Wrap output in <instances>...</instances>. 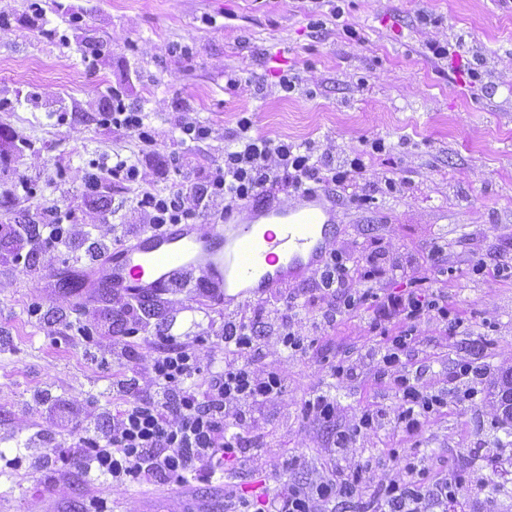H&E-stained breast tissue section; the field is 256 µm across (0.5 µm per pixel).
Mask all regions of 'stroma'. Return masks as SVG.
Returning <instances> with one entry per match:
<instances>
[{"label": "stroma", "mask_w": 512, "mask_h": 512, "mask_svg": "<svg viewBox=\"0 0 512 512\" xmlns=\"http://www.w3.org/2000/svg\"><path fill=\"white\" fill-rule=\"evenodd\" d=\"M28 0H0V142L29 147L0 161V224L28 223L38 208L57 205L86 230L110 234L121 215L110 208L132 198L133 187L108 186L104 213L86 211L81 176L90 162L131 157L139 140L101 127L96 117L113 90L141 105L162 156L190 153L194 168L221 161L241 118L251 135L312 144L317 152L362 154L367 171L344 185H324L334 210L331 246L367 254L385 248L406 260L387 283L399 291L441 266L450 318L464 325L444 331L423 323L406 367L444 398L439 415L416 438L390 425L357 436L335 450L336 433L350 428L366 407L396 405L388 380L378 378L386 337L370 330L368 314L322 324L324 300L315 268L289 280L281 292L308 344L284 356L274 332L261 338L269 367L288 376V394L261 416L253 440L275 458H298L285 480L305 483L330 475L333 463L355 465L373 456L370 482L395 476L390 449L420 444L434 468L461 473L471 493L449 501L448 512H512V444L491 392L512 369V278L497 269L512 264V0H341L333 19L317 0H46L33 22ZM49 29L58 38L46 37ZM464 42L463 50L437 58L429 42ZM188 46L182 58L173 44ZM101 55L96 69L83 61L88 47ZM300 84L279 86L283 73ZM236 75L239 84L227 83ZM261 80L262 97L250 83ZM189 103V119L212 129L189 150L172 128L174 101ZM379 138L388 150L366 154ZM37 196H14L18 177ZM445 248L436 259L431 247ZM50 276L37 282L22 265L0 263V512H224V488L245 494L268 487V462L226 465L209 484L113 485L111 480L61 464L47 474L28 443L47 424L35 395L52 390L89 414L111 413L112 378L125 363L112 357L110 337L88 342L85 329L112 310L87 309L70 288L73 262L64 253H39ZM279 292L227 304L193 288H170L144 312L158 330L197 342L209 354L210 338L224 319L242 312L270 322ZM67 311L71 329L50 335L47 323ZM348 357L355 378L332 375V361ZM482 369L483 391L460 401V363ZM335 397L336 422L318 425L302 416L313 388ZM22 463L6 467L8 459Z\"/></svg>", "instance_id": "stroma-1"}]
</instances>
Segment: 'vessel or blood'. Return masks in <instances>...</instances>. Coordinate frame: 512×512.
Wrapping results in <instances>:
<instances>
[{
  "mask_svg": "<svg viewBox=\"0 0 512 512\" xmlns=\"http://www.w3.org/2000/svg\"><path fill=\"white\" fill-rule=\"evenodd\" d=\"M304 199L299 207L260 208V218L279 225L276 233L258 232L251 224H215L205 231L195 224H174L141 236L108 253L107 268L96 263L85 267L80 273L83 288L102 297L121 292L148 301L189 270L220 291L250 279L254 293L264 294L303 262L318 261L331 235L318 196L308 193Z\"/></svg>",
  "mask_w": 512,
  "mask_h": 512,
  "instance_id": "obj_1",
  "label": "vessel or blood"
}]
</instances>
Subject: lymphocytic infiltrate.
Listing matches in <instances>:
<instances>
[{
  "label": "lymphocytic infiltrate",
  "mask_w": 512,
  "mask_h": 512,
  "mask_svg": "<svg viewBox=\"0 0 512 512\" xmlns=\"http://www.w3.org/2000/svg\"><path fill=\"white\" fill-rule=\"evenodd\" d=\"M141 108L127 103L120 91L99 112V125L134 135L146 154L155 151L156 138L145 124ZM252 123L241 118L225 149L222 162L193 171L181 188L168 193L151 187L140 163L115 158L112 164H90L82 176V196L97 208L106 183L136 186L129 200L135 223L122 227L130 239L146 231H162L172 224H196L207 216H223L275 188L286 193L311 191L326 182L346 183L364 174L362 157L338 158L315 154L313 146L251 136ZM72 213L47 207L39 224H1L0 261L18 262L24 250H64L83 253L89 262L100 261L109 246L91 232L72 233ZM395 269L382 251L359 259L341 249H330L319 273L328 304L323 325L337 317L364 311L371 315L372 331L386 336L381 377L390 381L397 397L392 413L363 411L352 429L337 439L348 445L353 436L378 429L382 420L413 435L443 406L439 395L412 381L400 356L412 343L418 324L454 323L449 319L448 294L440 288L414 286L401 292L386 288ZM118 312L124 320L121 338L113 341L112 355L125 360L126 370L112 380L116 408L108 428L96 417L56 408L59 426L77 435L76 445L46 439L48 460H73L118 485L160 482L184 487L223 475L225 464L248 465L263 460L267 448L246 446L245 435L257 424L265 406L288 392L283 371L259 365L256 325L246 314L225 321L216 336L218 357L202 359L195 345L168 333L152 337L153 350L141 355L138 340L148 334L149 323L141 303L124 298ZM149 335V334H148ZM395 478L368 487L371 460L351 468H337L334 478L305 484L287 483L268 491L265 499L230 489L224 493L225 512H322L335 496L360 498L362 512H431L447 507L450 497L467 488L464 475L432 478L420 449L391 451Z\"/></svg>",
  "instance_id": "f902f5d3"
}]
</instances>
